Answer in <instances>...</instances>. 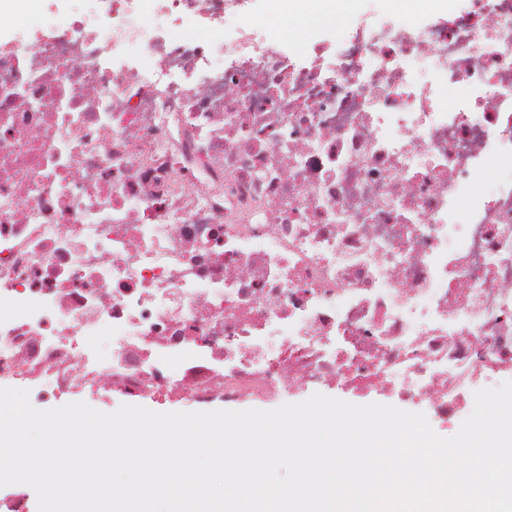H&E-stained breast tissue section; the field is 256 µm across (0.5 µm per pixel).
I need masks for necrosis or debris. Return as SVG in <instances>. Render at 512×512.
<instances>
[{
	"mask_svg": "<svg viewBox=\"0 0 512 512\" xmlns=\"http://www.w3.org/2000/svg\"><path fill=\"white\" fill-rule=\"evenodd\" d=\"M96 2L0 43V376L448 422L512 374V0L303 63L250 0Z\"/></svg>",
	"mask_w": 512,
	"mask_h": 512,
	"instance_id": "obj_1",
	"label": "necrosis or debris"
}]
</instances>
